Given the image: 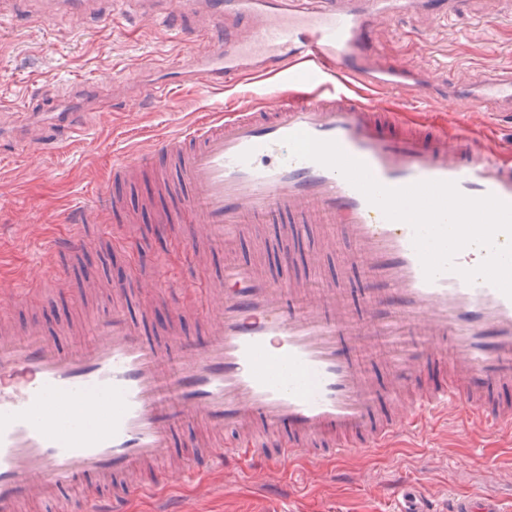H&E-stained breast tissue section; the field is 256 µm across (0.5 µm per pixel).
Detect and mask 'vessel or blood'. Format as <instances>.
I'll return each mask as SVG.
<instances>
[{
  "instance_id": "obj_1",
  "label": "vessel or blood",
  "mask_w": 512,
  "mask_h": 512,
  "mask_svg": "<svg viewBox=\"0 0 512 512\" xmlns=\"http://www.w3.org/2000/svg\"><path fill=\"white\" fill-rule=\"evenodd\" d=\"M135 2L184 47L144 62L157 75L152 99L185 84L249 80L253 102L226 105L113 165L111 186L68 210L67 232L46 238L44 253L75 256L92 245L91 225L123 210L121 188L149 165L186 190L173 245L185 272L173 283L135 269L113 282V295L134 291L144 306L172 299L186 309L204 285L194 260L204 231L228 250L259 238L263 224L301 243L324 219L349 249L345 262L365 275L359 307L331 287L311 295L286 251L276 276L249 259L225 265L201 343L174 329L150 339L121 304L95 320L87 349L63 348L35 328L21 339L1 334L0 512L45 496L56 512H128L132 500L168 486L178 432L200 420L231 438L186 457L185 482L238 460L314 457L321 442L340 458L384 448L448 413L465 428L511 432L512 298L458 274L478 266L485 249H463L457 272L426 281L409 224L386 219L336 170L291 158L284 143L303 131L336 141L384 186L452 181L465 196L512 203V148L466 120L476 98L512 109V74L461 92L456 120L437 125L423 108L447 88V70L416 75L377 39L398 17L436 21L463 0ZM64 276L1 290L0 313L42 299ZM381 337L401 349L372 370L352 348ZM395 498L394 512H434L413 484H400ZM448 512L503 509L493 495L457 494Z\"/></svg>"
}]
</instances>
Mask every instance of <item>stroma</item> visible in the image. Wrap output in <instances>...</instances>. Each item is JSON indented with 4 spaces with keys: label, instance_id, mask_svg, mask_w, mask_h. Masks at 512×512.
<instances>
[{
    "label": "stroma",
    "instance_id": "obj_1",
    "mask_svg": "<svg viewBox=\"0 0 512 512\" xmlns=\"http://www.w3.org/2000/svg\"><path fill=\"white\" fill-rule=\"evenodd\" d=\"M404 31L411 40L410 65L448 68L451 82L471 84L489 72L512 70V0H467L447 21L401 19L378 37L392 47ZM178 46L172 31L134 11L116 21L75 15L47 27L0 21V287L42 277V240L66 232L60 215L108 182L113 164L151 138L203 120L223 105L224 93L195 85L182 87L167 103L145 95L154 75L143 69V59L161 58ZM88 79L99 93L113 95L111 111H96L75 95ZM20 101L29 109L24 119L9 109ZM55 112L79 113V135L44 149L20 137L23 122L47 127ZM153 186L151 173L143 172L125 197L127 212L138 218L130 230L140 241L161 234L171 239L178 230L174 224H153L140 209ZM106 247L100 241L83 251L89 280L80 283L67 275L55 299L17 309L12 322H35L70 346L92 345L84 329L98 316L108 281L118 273L98 258ZM339 469L344 478H336ZM404 475L414 476L425 498L436 504L458 491L492 492L512 504V434H464L438 424L419 437L363 448L340 462L318 457L253 469L242 461L198 482L173 479L169 490L187 512H388L390 488Z\"/></svg>",
    "mask_w": 512,
    "mask_h": 512
}]
</instances>
